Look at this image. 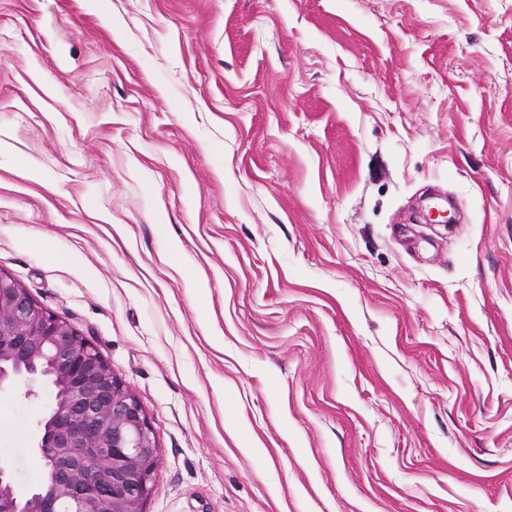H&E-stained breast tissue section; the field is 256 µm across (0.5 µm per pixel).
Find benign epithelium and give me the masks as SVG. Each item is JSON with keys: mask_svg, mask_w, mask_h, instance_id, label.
<instances>
[{"mask_svg": "<svg viewBox=\"0 0 512 512\" xmlns=\"http://www.w3.org/2000/svg\"><path fill=\"white\" fill-rule=\"evenodd\" d=\"M54 388L35 453L45 485L26 495L0 461V512H144L160 456L136 397L70 323L0 271V393Z\"/></svg>", "mask_w": 512, "mask_h": 512, "instance_id": "benign-epithelium-1", "label": "benign epithelium"}]
</instances>
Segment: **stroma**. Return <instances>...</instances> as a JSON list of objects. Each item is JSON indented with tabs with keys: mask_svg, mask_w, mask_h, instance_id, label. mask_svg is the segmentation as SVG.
<instances>
[{
	"mask_svg": "<svg viewBox=\"0 0 512 512\" xmlns=\"http://www.w3.org/2000/svg\"><path fill=\"white\" fill-rule=\"evenodd\" d=\"M0 270L141 404L145 512H512V0H0Z\"/></svg>",
	"mask_w": 512,
	"mask_h": 512,
	"instance_id": "obj_1",
	"label": "stroma"
}]
</instances>
